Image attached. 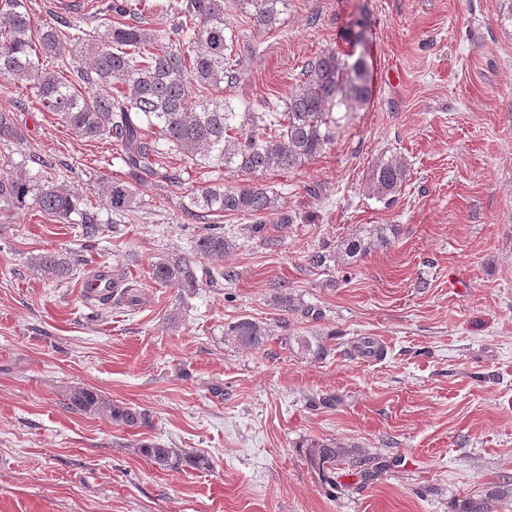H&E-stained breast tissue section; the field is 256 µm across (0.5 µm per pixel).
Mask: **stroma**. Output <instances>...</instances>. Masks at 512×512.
I'll return each instance as SVG.
<instances>
[{
    "instance_id": "1",
    "label": "stroma",
    "mask_w": 512,
    "mask_h": 512,
    "mask_svg": "<svg viewBox=\"0 0 512 512\" xmlns=\"http://www.w3.org/2000/svg\"><path fill=\"white\" fill-rule=\"evenodd\" d=\"M108 2L30 7L37 25L62 16L91 29ZM228 21L233 104L265 111L328 49L365 59L372 96L334 110L323 154L263 178L283 212L260 221L187 213L195 189L234 176L177 157L180 181L138 185L137 214L116 223L102 211L94 249L70 221L0 210V512H458L512 476V0H288L275 29L238 12ZM4 109L24 139L0 138V174L34 153L80 196L124 179L115 144L75 135L28 87L0 79ZM384 155L408 167L392 203L367 190ZM206 223L235 247L202 266L235 279L155 283L152 263L190 253ZM376 224L394 225L389 243L338 265L343 241ZM54 250L81 257L60 283L31 263ZM103 266L141 283V304L86 299V277ZM281 294L292 310L277 306ZM242 317L266 328L260 349L225 340V323ZM294 336L321 337L327 356L306 358ZM364 337L382 357L355 351ZM74 386L144 408L150 422L72 413ZM327 396L334 405L319 406ZM304 439L355 444L387 466L365 485L343 470L331 495L297 450ZM146 441L211 467L159 469L138 451Z\"/></svg>"
}]
</instances>
